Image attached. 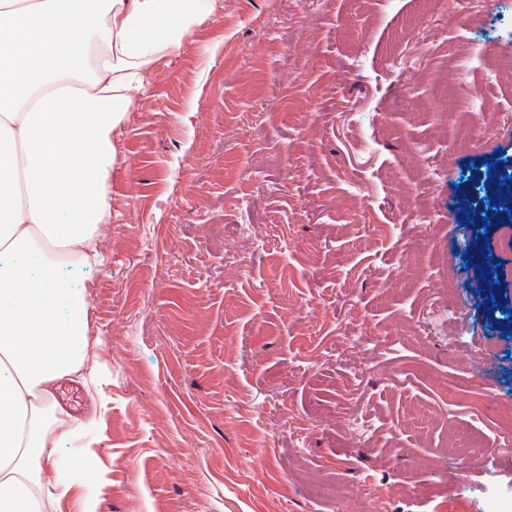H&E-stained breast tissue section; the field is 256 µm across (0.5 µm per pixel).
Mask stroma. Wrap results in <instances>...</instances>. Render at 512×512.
<instances>
[{"label": "stroma", "instance_id": "35a3bbf8", "mask_svg": "<svg viewBox=\"0 0 512 512\" xmlns=\"http://www.w3.org/2000/svg\"><path fill=\"white\" fill-rule=\"evenodd\" d=\"M221 2L115 134L65 476L96 437L102 512H512V246L474 193L512 0Z\"/></svg>", "mask_w": 512, "mask_h": 512}]
</instances>
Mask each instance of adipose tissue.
Wrapping results in <instances>:
<instances>
[{
  "label": "adipose tissue",
  "mask_w": 512,
  "mask_h": 512,
  "mask_svg": "<svg viewBox=\"0 0 512 512\" xmlns=\"http://www.w3.org/2000/svg\"><path fill=\"white\" fill-rule=\"evenodd\" d=\"M218 0H0V512H58L74 429L58 381L101 376L85 283L112 214L113 134L145 72Z\"/></svg>",
  "instance_id": "ef3b65f1"
}]
</instances>
